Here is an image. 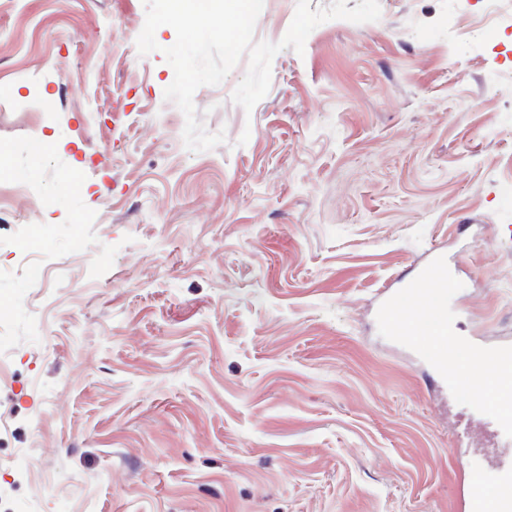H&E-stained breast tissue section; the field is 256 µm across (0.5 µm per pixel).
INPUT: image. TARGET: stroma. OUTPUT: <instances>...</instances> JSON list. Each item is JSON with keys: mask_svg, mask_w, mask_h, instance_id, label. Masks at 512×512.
Returning a JSON list of instances; mask_svg holds the SVG:
<instances>
[{"mask_svg": "<svg viewBox=\"0 0 512 512\" xmlns=\"http://www.w3.org/2000/svg\"><path fill=\"white\" fill-rule=\"evenodd\" d=\"M380 7L252 113L247 59L198 88L194 153L143 0H0V512H462L491 478V418L376 314L442 253L456 333L512 341V22Z\"/></svg>", "mask_w": 512, "mask_h": 512, "instance_id": "35a3bbf8", "label": "stroma"}]
</instances>
